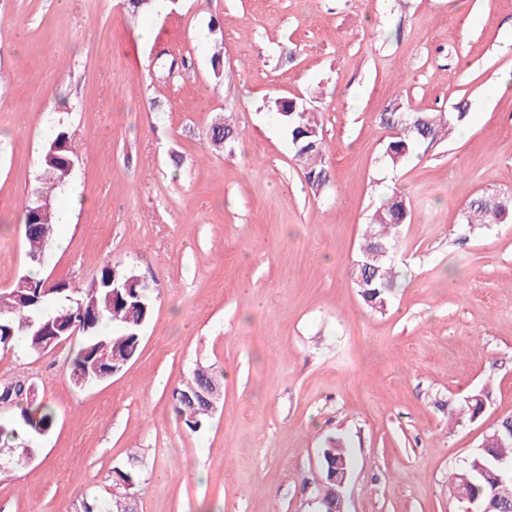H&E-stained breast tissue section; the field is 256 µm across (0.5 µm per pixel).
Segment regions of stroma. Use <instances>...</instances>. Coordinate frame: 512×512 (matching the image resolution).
<instances>
[{
    "label": "stroma",
    "mask_w": 512,
    "mask_h": 512,
    "mask_svg": "<svg viewBox=\"0 0 512 512\" xmlns=\"http://www.w3.org/2000/svg\"><path fill=\"white\" fill-rule=\"evenodd\" d=\"M509 75L512 0H156L137 15L124 0H0V292L28 269L31 145L62 127L77 162L54 206L81 207L56 226L44 280L82 288L118 264L153 304L136 356L83 390L76 341L0 351V379L34 383L56 412L0 476V512L109 506L132 455L140 512H316L336 437L345 512H458L449 475L512 418V224L462 226L472 197L512 193ZM279 99L318 123L320 193ZM397 101L466 116L396 168L381 115ZM218 117L237 133L220 148ZM396 188L398 286L374 309L352 271ZM201 366L223 394L193 433L172 395ZM481 390L483 411L462 415ZM140 463L138 456H131L128 458L127 465L114 469L113 475H111L112 494L117 493V489L114 487H119L124 483L133 484L140 475Z\"/></svg>",
    "instance_id": "35a3bbf8"
}]
</instances>
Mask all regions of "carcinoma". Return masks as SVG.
Listing matches in <instances>:
<instances>
[{
	"label": "carcinoma",
	"mask_w": 512,
	"mask_h": 512,
	"mask_svg": "<svg viewBox=\"0 0 512 512\" xmlns=\"http://www.w3.org/2000/svg\"><path fill=\"white\" fill-rule=\"evenodd\" d=\"M276 108L283 109L280 113L282 123L288 129L294 151L305 152L304 174L309 187L320 191L328 182L329 177L322 164L325 146L318 124L311 113L302 106L292 107L290 103H275ZM402 112L397 106L382 115V122L397 133L386 149V155L392 165L396 166L414 155L426 143L450 134L455 128V121L462 114L435 116L428 113L420 114L424 122L420 126H407L401 121ZM210 142L223 144L231 138L234 129L225 123H213L209 128ZM76 160L68 141V133L61 129L45 148L41 165L43 174L41 186L25 207L23 225L49 224L56 226L57 212L52 199L58 189L63 187L70 175L68 161ZM404 196L397 190L377 210L378 217L366 225L363 244L353 269V285L359 295L371 306L382 308L387 297L396 286L393 273V257L396 236L402 224L406 223L408 211L401 202ZM512 223V206L499 211L489 204L484 196L473 197L465 212V224H502ZM28 244V262L31 265H42L51 239L43 238L37 232H24ZM389 248V254H381L380 246ZM117 271L120 282L133 275L132 270L122 268L118 264L103 266L99 274L84 288H73L65 281L59 282V288L44 289L45 281L36 280L23 275L17 282L30 286L26 291L29 298L21 301L3 299L0 306L10 307L8 321L0 320V349H13L22 346L31 353L37 352L35 333L41 325L52 320L63 326L79 322L87 326L86 336L80 349L72 360V365H84L92 360L112 354V345L123 337L125 343L133 344L142 326L140 322H148L152 315L150 296H136L123 288H112V271ZM110 322L118 328L112 334L100 331L102 323ZM215 385L216 393H221L218 379L207 369H197L190 381L183 388L175 391L174 409L183 418L184 424L193 432L202 427L211 417L212 409L199 400L190 403L183 401V395H191L201 390V383ZM25 383L20 380L0 382V401H8L19 409L17 416L0 420V467L7 470L18 466L26 457L35 453L36 441L47 435L55 425L53 409L43 402H27L23 399ZM512 428V420L502 421L491 434L487 446L480 449L475 459L481 468H462L452 474L448 481V492L461 490L466 497L464 506L475 512H512V480L500 477L498 462H512V437L505 429ZM350 460L347 447L340 439L333 447L321 449V465L326 469L339 460ZM140 475V459L137 456L128 458L127 465L116 468L111 475L112 486L119 488L114 496L112 512H135L134 503L124 497V483H133ZM319 512H335L336 482L328 481L323 485L318 498Z\"/></svg>",
	"instance_id": "1"
}]
</instances>
